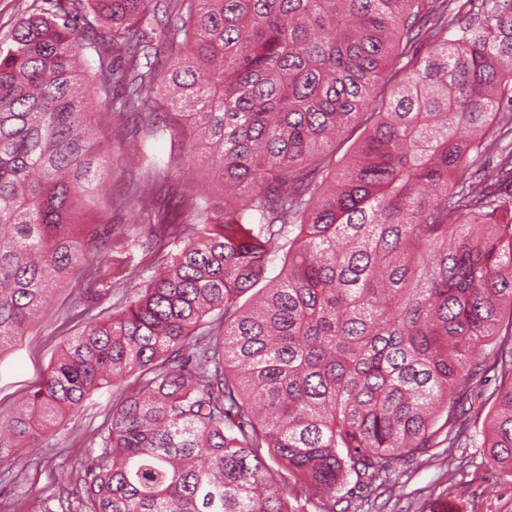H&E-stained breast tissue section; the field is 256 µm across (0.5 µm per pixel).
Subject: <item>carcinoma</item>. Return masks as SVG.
<instances>
[{
	"mask_svg": "<svg viewBox=\"0 0 512 512\" xmlns=\"http://www.w3.org/2000/svg\"><path fill=\"white\" fill-rule=\"evenodd\" d=\"M475 2L58 0L62 21L21 20L0 49V352L99 237L85 49L152 134L163 100L222 193L160 207L165 167L131 181L133 218L184 245L0 419V464L110 384L84 512H336L350 476L392 494L395 463L482 417L512 473V0Z\"/></svg>",
	"mask_w": 512,
	"mask_h": 512,
	"instance_id": "cac0c4a2",
	"label": "carcinoma"
}]
</instances>
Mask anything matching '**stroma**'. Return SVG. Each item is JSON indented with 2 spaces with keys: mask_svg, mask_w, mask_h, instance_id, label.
Wrapping results in <instances>:
<instances>
[{
  "mask_svg": "<svg viewBox=\"0 0 512 512\" xmlns=\"http://www.w3.org/2000/svg\"><path fill=\"white\" fill-rule=\"evenodd\" d=\"M51 0H0V49H7L19 21L50 9ZM103 145L110 156L103 194L108 209L100 217L112 237L122 241L112 254L113 287L106 299L88 303L87 272H79L61 283L51 295L43 315L32 323L19 341L0 353V416H8L43 382L63 343L77 334L82 320L108 311L112 304L129 297L124 282L129 269L139 268L149 278L155 254L141 247L151 234L152 219L142 216L132 224L120 199L131 176H145L150 165L168 164V187L181 192L218 194L220 188L206 170L188 168L179 158L177 140L170 135H149L131 115H117ZM115 387L94 392L75 413L65 416L37 447L28 449L23 491L0 481V512H57L58 485L73 466L97 448L99 432L112 408ZM475 435L464 448L453 449L454 462L446 466L441 455L426 453L413 463L395 467L396 495L382 512H423L426 504H447L450 512H512V474L502 471Z\"/></svg>",
  "mask_w": 512,
  "mask_h": 512,
  "instance_id": "35a3bbf8",
  "label": "stroma"
}]
</instances>
